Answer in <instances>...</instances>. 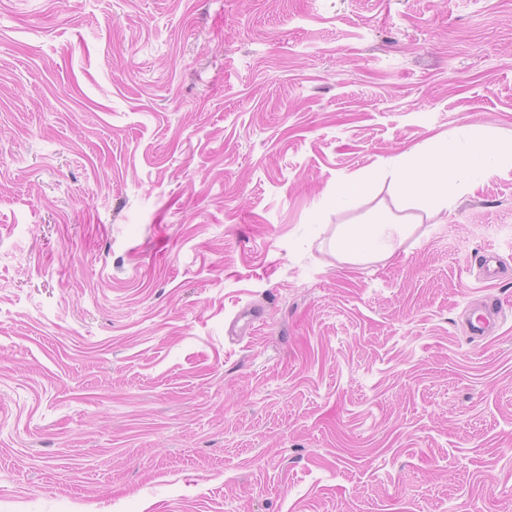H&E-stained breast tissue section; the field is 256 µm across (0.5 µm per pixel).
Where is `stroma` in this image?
Masks as SVG:
<instances>
[{
	"label": "stroma",
	"instance_id": "1",
	"mask_svg": "<svg viewBox=\"0 0 512 512\" xmlns=\"http://www.w3.org/2000/svg\"><path fill=\"white\" fill-rule=\"evenodd\" d=\"M477 129L512 0H0V512H512V168L392 182ZM368 179L338 182L336 184V205L346 206L359 197L363 193ZM402 224H393L381 217L375 224L351 225L337 240L334 254L357 259L372 254L392 255L402 243ZM502 320V310L486 305L475 310L466 320L467 331L472 338H484L492 335Z\"/></svg>",
	"mask_w": 512,
	"mask_h": 512
}]
</instances>
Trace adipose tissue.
<instances>
[{
	"label": "adipose tissue",
	"mask_w": 512,
	"mask_h": 512,
	"mask_svg": "<svg viewBox=\"0 0 512 512\" xmlns=\"http://www.w3.org/2000/svg\"><path fill=\"white\" fill-rule=\"evenodd\" d=\"M506 163L512 164V141L474 131L462 142L436 140L428 153L394 171V185L403 197L442 210L451 207L456 195L476 188ZM404 235L403 225L383 217L373 224L351 225L335 250L351 259L378 253L389 256Z\"/></svg>",
	"instance_id": "ef3b65f1"
}]
</instances>
